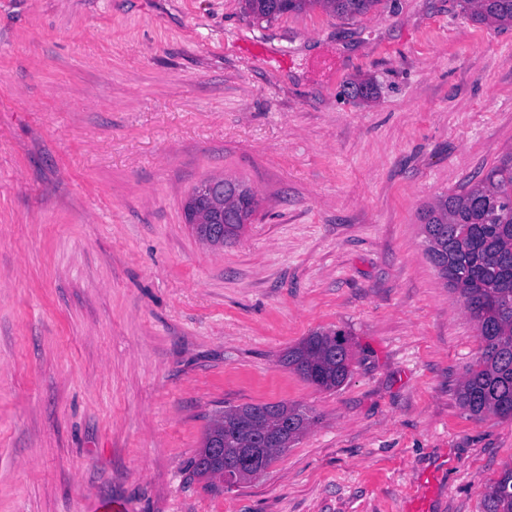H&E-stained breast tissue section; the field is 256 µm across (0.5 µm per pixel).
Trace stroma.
<instances>
[{"label":"stroma","instance_id":"35a3bbf8","mask_svg":"<svg viewBox=\"0 0 512 512\" xmlns=\"http://www.w3.org/2000/svg\"><path fill=\"white\" fill-rule=\"evenodd\" d=\"M510 150L512 27L459 0H0V512H484L512 419L458 403L480 340L418 212ZM220 174L258 207L215 249ZM336 329L342 386L283 365ZM276 402L314 421L268 469L193 476ZM381 0H245L247 12L256 20L270 21L288 12L322 8L346 16L364 15ZM227 181H232L224 178V176H213L205 180L203 189L201 194L198 197H201L207 204L208 209H212L216 211L217 219H220L219 224L214 226V231L222 233L223 225L225 222L227 223L231 216L228 213L224 212V191L225 184ZM225 218V222H224Z\"/></svg>","mask_w":512,"mask_h":512}]
</instances>
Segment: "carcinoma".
Returning a JSON list of instances; mask_svg holds the SVG:
<instances>
[{
    "label": "carcinoma",
    "instance_id": "1",
    "mask_svg": "<svg viewBox=\"0 0 512 512\" xmlns=\"http://www.w3.org/2000/svg\"><path fill=\"white\" fill-rule=\"evenodd\" d=\"M381 0H245L256 20L270 21L288 12L322 8L346 16L364 15ZM462 10L477 23L512 26V0H461ZM241 224L254 209L247 198L227 203ZM418 220L425 233L426 254L438 276L463 299L475 321L481 342L479 357L470 366L457 392L460 406L474 417L492 414L512 418V151L502 155L478 181L468 180L457 190L422 207ZM284 365L315 386L331 390L348 378L349 339L340 330L316 331L283 356ZM275 408L288 416V441L265 453L270 466L308 429L312 418L296 405L283 402L245 404L225 409L205 433L203 446L191 461L193 475L208 480L204 456L214 441H223L225 454L238 448H258L246 435H226L224 422L247 427L258 412ZM512 466L490 485L484 512H512Z\"/></svg>",
    "mask_w": 512,
    "mask_h": 512
}]
</instances>
